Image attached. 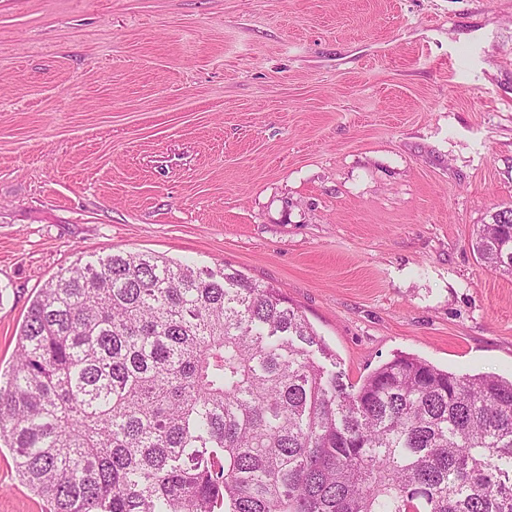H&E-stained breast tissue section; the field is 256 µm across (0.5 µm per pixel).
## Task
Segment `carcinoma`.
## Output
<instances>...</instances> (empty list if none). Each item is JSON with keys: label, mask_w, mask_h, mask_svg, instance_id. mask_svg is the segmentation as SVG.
I'll use <instances>...</instances> for the list:
<instances>
[{"label": "carcinoma", "mask_w": 512, "mask_h": 512, "mask_svg": "<svg viewBox=\"0 0 512 512\" xmlns=\"http://www.w3.org/2000/svg\"><path fill=\"white\" fill-rule=\"evenodd\" d=\"M512 275V208L476 233ZM281 289L117 252L30 303L0 442L49 512H512V379L398 355L343 383Z\"/></svg>", "instance_id": "1"}]
</instances>
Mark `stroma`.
Returning a JSON list of instances; mask_svg holds the SVG:
<instances>
[{"label":"stroma","instance_id":"35a3bbf8","mask_svg":"<svg viewBox=\"0 0 512 512\" xmlns=\"http://www.w3.org/2000/svg\"><path fill=\"white\" fill-rule=\"evenodd\" d=\"M512 0H0V367L39 288L151 252L282 289L357 383L512 377ZM0 448V512H45ZM512 208L497 211L491 224L477 230L475 248L480 259L491 269L512 275Z\"/></svg>","mask_w":512,"mask_h":512}]
</instances>
